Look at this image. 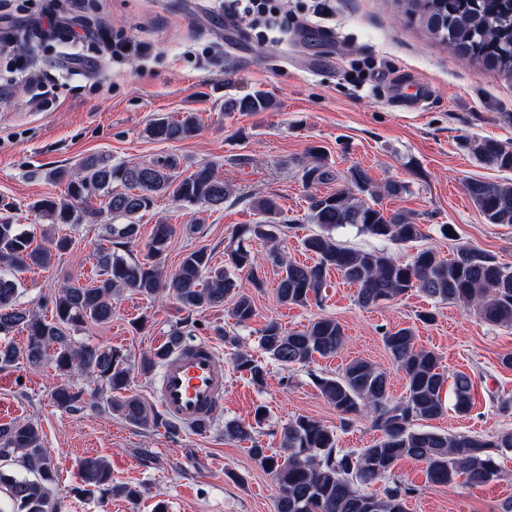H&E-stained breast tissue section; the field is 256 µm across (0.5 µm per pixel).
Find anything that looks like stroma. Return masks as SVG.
Masks as SVG:
<instances>
[{
	"instance_id": "1",
	"label": "stroma",
	"mask_w": 512,
	"mask_h": 512,
	"mask_svg": "<svg viewBox=\"0 0 512 512\" xmlns=\"http://www.w3.org/2000/svg\"><path fill=\"white\" fill-rule=\"evenodd\" d=\"M310 5L311 0H288L299 23L283 38L225 19L217 0H0V35L17 38L16 45L0 46V222L23 225L39 243L49 228L72 240L47 268L21 273L23 306L43 311L56 283L86 285L97 273L102 227L112 221L101 197L91 198L87 216L72 226L50 227L32 209L38 199L64 191L50 171L77 167L89 155L114 164L173 157L184 172L206 161L232 186L223 209L161 197L141 218L132 255L144 253L154 224L165 222L174 228L166 259L171 268L185 252L201 247L223 264L238 226L259 221L253 201L260 196L274 197L280 206V245L296 260L312 263L302 240L318 227L306 218L309 189L301 175L313 149L336 172L357 165L376 184L405 183L406 193L383 198L381 205L421 224L423 246L442 257L467 244L512 264V225L487 223L465 190L472 179H512V172L480 164L466 148L482 138L512 146V83L479 64L459 62L421 24L406 19L400 0H332L333 12L323 19L312 17ZM49 6L62 26L83 35L80 47L62 38L32 39ZM115 35L149 43L153 52L112 56L105 42ZM19 47L29 50L40 85L51 91L47 110L29 103L38 85L16 78L13 57ZM75 49L87 62L74 75L68 54ZM258 91L273 99V110L225 113L227 100ZM185 112L198 119L195 137L175 143L147 138L152 118ZM443 224L450 226L449 236L440 234ZM250 248L263 260V285L239 278L256 309L249 327L236 329L242 349L261 357L258 330L268 321L299 330L323 316L342 324L344 348L336 357L288 369L268 362L267 380L257 387L234 370L232 350L216 334L234 329L230 305L189 312L172 300L159 303L124 291L111 322L87 324L77 341L125 350L136 362L180 328L183 342L206 340L217 349L224 401L206 430H145L117 416L57 408L49 393L51 369L20 361L0 370V424L31 420L41 427L57 457L61 512H129L120 497L70 495L86 456L103 457L115 482L142 487L139 512H154L160 501L167 512H275L271 474L255 463L246 444L225 437V421H250L262 405L269 420L256 438L271 450L279 448L281 425L306 415L335 429L340 447L359 451L378 431L363 419L341 426L311 377L337 375L362 359L389 369L390 395L402 398L406 381L393 370L382 339L394 327L411 328L416 345L434 351L447 374L475 380L472 412L462 416L447 409L432 421V430L486 439L512 431V409L501 407L502 400L512 399V367L501 362L512 353V327L489 325L460 305L416 291L363 307L357 285L333 269L321 304L286 306L277 299L270 243L255 239ZM424 312L434 313V321L421 322ZM500 463L502 479L474 488L428 484L423 464L411 459L399 461L394 473L415 488L407 512H501L512 498V452Z\"/></svg>"
}]
</instances>
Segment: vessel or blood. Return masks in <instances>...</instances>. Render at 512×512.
<instances>
[{
  "mask_svg": "<svg viewBox=\"0 0 512 512\" xmlns=\"http://www.w3.org/2000/svg\"><path fill=\"white\" fill-rule=\"evenodd\" d=\"M158 399L176 423L203 427L224 399V374L207 341L173 348L162 363Z\"/></svg>",
  "mask_w": 512,
  "mask_h": 512,
  "instance_id": "1",
  "label": "vessel or blood"
}]
</instances>
